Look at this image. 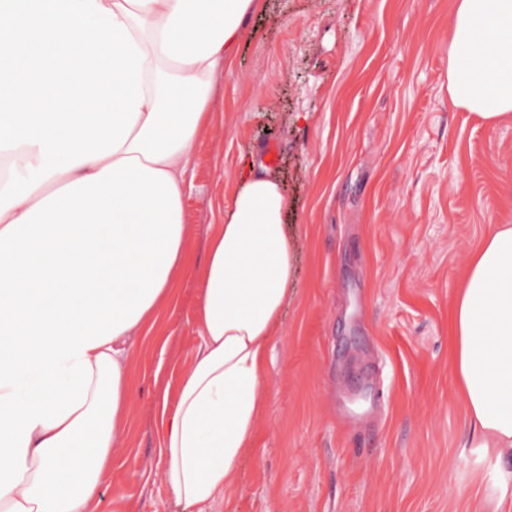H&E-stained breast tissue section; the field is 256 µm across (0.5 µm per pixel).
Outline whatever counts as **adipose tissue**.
Instances as JSON below:
<instances>
[{
	"label": "adipose tissue",
	"mask_w": 512,
	"mask_h": 512,
	"mask_svg": "<svg viewBox=\"0 0 512 512\" xmlns=\"http://www.w3.org/2000/svg\"><path fill=\"white\" fill-rule=\"evenodd\" d=\"M259 0H0V512H92L126 428L127 340L185 264V176L216 76ZM453 104L512 117V0H457ZM212 225L200 345L163 412L183 512L223 498L262 409L293 280L294 202L257 153ZM481 447H512V227L473 256L453 316Z\"/></svg>",
	"instance_id": "obj_1"
}]
</instances>
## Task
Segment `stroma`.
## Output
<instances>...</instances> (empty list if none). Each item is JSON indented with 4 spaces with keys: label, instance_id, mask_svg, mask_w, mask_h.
<instances>
[{
    "label": "stroma",
    "instance_id": "stroma-1",
    "mask_svg": "<svg viewBox=\"0 0 512 512\" xmlns=\"http://www.w3.org/2000/svg\"><path fill=\"white\" fill-rule=\"evenodd\" d=\"M456 0H260L217 76L188 174L172 301L130 340L126 431L94 512H179L160 415L199 344L209 225L250 148L275 150L294 287L252 448L208 512H512V451L482 448L452 314L482 241L512 225V119L456 107Z\"/></svg>",
    "mask_w": 512,
    "mask_h": 512
}]
</instances>
